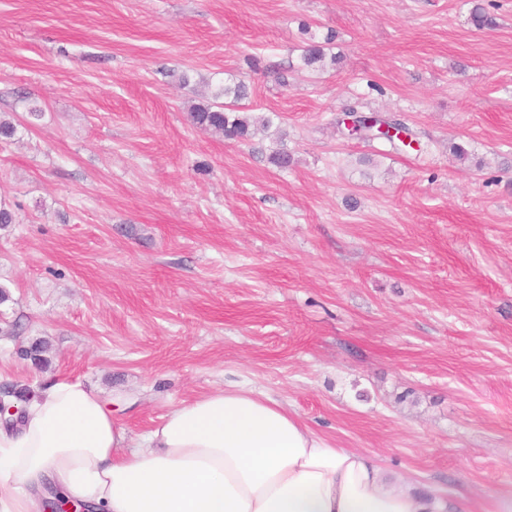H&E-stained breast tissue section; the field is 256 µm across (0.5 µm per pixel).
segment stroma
<instances>
[{"label":"stroma","mask_w":512,"mask_h":512,"mask_svg":"<svg viewBox=\"0 0 512 512\" xmlns=\"http://www.w3.org/2000/svg\"><path fill=\"white\" fill-rule=\"evenodd\" d=\"M305 23L340 64L300 69ZM240 80L269 129L188 122ZM0 117V384L83 383L134 446L243 387L448 512H512V0H0Z\"/></svg>","instance_id":"35a3bbf8"}]
</instances>
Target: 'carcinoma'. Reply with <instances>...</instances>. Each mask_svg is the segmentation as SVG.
I'll use <instances>...</instances> for the list:
<instances>
[{"mask_svg": "<svg viewBox=\"0 0 512 512\" xmlns=\"http://www.w3.org/2000/svg\"><path fill=\"white\" fill-rule=\"evenodd\" d=\"M301 32L304 35L301 67L315 71L324 68L328 61L338 62L339 57L332 53L333 33L321 37L311 32L307 24L302 25ZM249 96V87L241 81L218 85L212 90L211 99L190 107L187 118L199 129L221 132L230 139L246 140L252 134L251 127L257 124L267 127L272 123L268 115H252L242 110V101Z\"/></svg>", "mask_w": 512, "mask_h": 512, "instance_id": "1", "label": "carcinoma"}]
</instances>
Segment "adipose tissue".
I'll return each mask as SVG.
<instances>
[{
  "instance_id": "ef3b65f1",
  "label": "adipose tissue",
  "mask_w": 512,
  "mask_h": 512,
  "mask_svg": "<svg viewBox=\"0 0 512 512\" xmlns=\"http://www.w3.org/2000/svg\"><path fill=\"white\" fill-rule=\"evenodd\" d=\"M0 427V512L50 494L89 512H446L277 401L237 387L177 406L142 440L82 384L58 381Z\"/></svg>"
}]
</instances>
